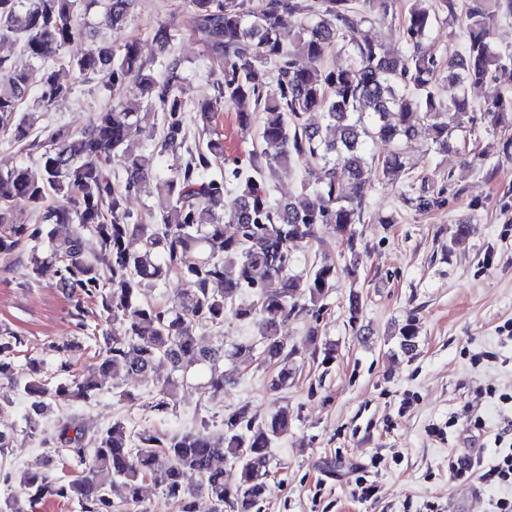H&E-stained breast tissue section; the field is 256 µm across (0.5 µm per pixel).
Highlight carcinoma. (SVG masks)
Returning <instances> with one entry per match:
<instances>
[{
    "label": "carcinoma",
    "mask_w": 512,
    "mask_h": 512,
    "mask_svg": "<svg viewBox=\"0 0 512 512\" xmlns=\"http://www.w3.org/2000/svg\"><path fill=\"white\" fill-rule=\"evenodd\" d=\"M136 0H105V22L113 31L127 23ZM194 27L206 36L208 51L222 63L216 94L197 106L205 145L187 143L185 105L176 93L181 63L167 54L176 29L161 24L154 41L163 62L158 78L143 59L139 43L127 39L116 46L103 42L77 57L64 48L81 38L77 0H0V39L23 41L24 51L39 67L16 69L0 57V131L22 150L40 147L30 140L45 111L71 93L58 65L89 81L105 72L113 82L131 81L134 100L97 113L80 132L51 134L40 160L43 175L31 178L27 169L0 170V265H19L28 276L45 265L56 267L58 287L73 302L75 327L101 330L103 346L94 351L91 371L81 373L65 352L71 342L56 348L52 373L43 362L29 359L28 378L12 387L30 399V411L43 415L47 400L63 396L89 402L103 380L147 376L165 362L170 375L156 385L154 408L166 411L179 382L200 376V388L210 400L234 382V373L221 367L242 354L258 352L262 362L277 367L267 383L271 393L288 389L295 378L294 348L282 337L288 321L314 312L334 286L336 264L327 260L300 275L293 272L296 242L325 224L354 248L351 226L360 221L367 192L375 183L392 179L404 167L395 149L376 158L368 144L395 145L427 136L431 147L448 151L457 131L472 120L469 88L492 79L502 57L492 36L498 13L512 15V0H471L462 26L461 50L442 60L429 41L438 17L429 0H416L404 27V45L388 50L373 41H357L352 32L363 24L388 17L392 0H188ZM335 49L350 56L349 65L323 66ZM299 51L309 62L299 67L290 60ZM277 64L278 94H263L260 73ZM456 89L448 99L437 93L439 81ZM35 105L21 111L31 89ZM251 98V112H240V126H257L260 152L252 153V169L289 166L303 160L307 181L284 202L270 200L257 180L248 178L228 215L224 212V179L212 178L210 155L224 151L213 128L223 106ZM156 107L162 113L164 135L145 154L129 150L131 139H153L149 123ZM485 111L499 122L512 112V96L495 92ZM324 114L326 128L312 125L307 114ZM172 156L162 170L160 158ZM122 179L112 180V164ZM145 192L157 198L156 223L127 209L128 196ZM30 206L33 224H16V206ZM235 232H224V223ZM69 224L59 239L55 226ZM171 274L188 284L179 302L169 306L147 300V294ZM277 287L268 289L261 281ZM254 327L256 334L230 349L206 348L195 330L219 331L226 315ZM416 323L399 329L401 346L412 350ZM23 337L0 333V378L9 377ZM292 417L281 411L266 419L242 405L224 415V442L211 440L201 428L158 435L129 428L124 422L89 432L74 417L57 422L43 434L41 444L65 453L78 472L61 476L45 461L19 474V494L0 512H29L45 498L77 502L81 512H112L113 497L140 502L142 483L153 480L176 500L180 512H198L204 499L210 512H253L269 491L271 450L288 435ZM168 465L156 468L158 457ZM237 471L233 484L224 467Z\"/></svg>",
    "instance_id": "1"
}]
</instances>
